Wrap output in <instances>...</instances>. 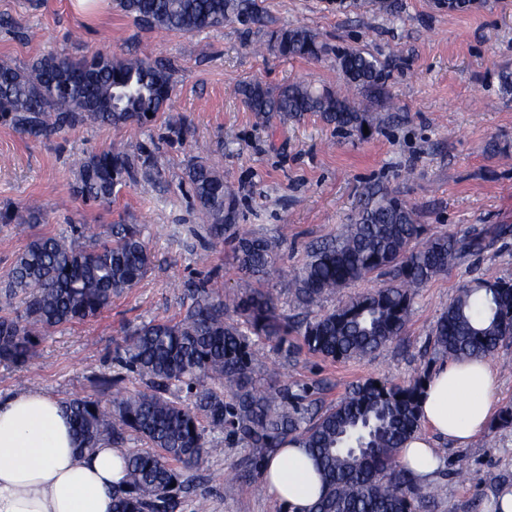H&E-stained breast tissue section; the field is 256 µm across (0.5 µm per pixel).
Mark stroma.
I'll return each instance as SVG.
<instances>
[{
	"label": "stroma",
	"mask_w": 512,
	"mask_h": 512,
	"mask_svg": "<svg viewBox=\"0 0 512 512\" xmlns=\"http://www.w3.org/2000/svg\"><path fill=\"white\" fill-rule=\"evenodd\" d=\"M268 29L304 26L331 48H359L390 73L391 104L367 96L368 134L347 136L310 113L303 120L259 119L238 95L260 81L276 90L303 81L342 92L330 60L285 59L260 47V34L227 25L200 33L148 30L109 4L92 13L71 0H0V61L27 67L51 51L78 60L103 53L137 56L169 67L168 108L144 126L81 125L53 138H30L0 123V211L38 200V223L0 224V278L30 235L73 237L86 225L140 224L155 256L147 276L114 296L95 319L44 337L25 367L0 364V395L37 388L66 401L112 400L102 378L120 372L115 357L135 328L176 319L201 280L233 297L253 287L232 242L214 243L187 172L203 161L238 192L240 226L279 239L276 268L264 280L281 314L299 313L291 278L312 245L335 234L364 199L366 187L395 192L416 210L426 235L455 231L485 239L484 249L418 289L406 333L364 359L332 362L306 353L284 358L262 343L258 383L272 378L327 407L367 378L405 383L442 364L431 329L458 288L476 278L512 277V0H476L451 12L436 0H403L398 18L370 0H258ZM126 144L138 169L110 203L78 197L77 163L84 155ZM121 373V372H120ZM444 466L422 486L418 512H488L501 489L512 487V428L486 429L469 445L438 444ZM225 433L206 436L200 463L183 470L190 492L177 512H282L266 491H242L234 473L247 455ZM499 480L484 481L486 472Z\"/></svg>",
	"instance_id": "1"
}]
</instances>
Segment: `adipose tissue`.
<instances>
[{
  "label": "adipose tissue",
  "mask_w": 512,
  "mask_h": 512,
  "mask_svg": "<svg viewBox=\"0 0 512 512\" xmlns=\"http://www.w3.org/2000/svg\"><path fill=\"white\" fill-rule=\"evenodd\" d=\"M498 379L486 359L438 366L425 385V431L399 451L420 480L442 461L438 442L462 448L489 424ZM126 448L103 442L78 449L70 412L51 394L28 389L0 397V512H112V493L125 478ZM266 491L284 512H309L323 483L305 449L285 445L262 468Z\"/></svg>",
  "instance_id": "1"
}]
</instances>
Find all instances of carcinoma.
<instances>
[{
	"label": "carcinoma",
	"mask_w": 512,
	"mask_h": 512,
	"mask_svg": "<svg viewBox=\"0 0 512 512\" xmlns=\"http://www.w3.org/2000/svg\"><path fill=\"white\" fill-rule=\"evenodd\" d=\"M114 3L146 29L192 34L226 23L248 31L265 27L257 0ZM267 47L288 59L334 56L346 94L315 91L303 82L273 91L247 81L239 93L260 118L276 113L299 120L317 113L338 130L360 134L370 120L355 96L387 95L389 72L376 57L358 49L335 51L306 27L268 31ZM171 92V74L162 64L100 53L73 61L50 52L26 69L0 62V123L46 139L77 125H143L165 111ZM134 172L135 157L114 145L78 161L75 192L87 201L109 200ZM188 177L209 238H231L244 275H269L277 241L239 229L235 189L204 162ZM38 211L31 204L0 212V222L29 224ZM423 233L407 201L371 188L348 223L312 247L294 272V301L305 310L304 319L282 315L266 288H250L228 303L200 281L183 316L131 332L118 363L140 376L144 389L123 391L122 377L114 376L102 382L115 389L109 407L89 396L67 401L81 447L93 448L102 439L121 445L129 432L146 445L128 457L113 512H175L174 489L186 485L172 463L198 464L205 436L214 431L237 437L251 450L243 462L251 474L242 480L248 489L257 483L262 461L294 442L308 449L324 482L312 512H417L420 488L397 454L421 426L419 402L429 373L406 384L368 378L336 404L309 412L291 386L256 383L258 349L250 337L274 343L287 358L305 350L331 360L364 358L400 340L417 290L462 254L483 249L479 237ZM152 264L139 224L112 225L107 241L31 237L0 283V363L25 366L44 337L98 317ZM375 273L388 282L314 313L325 295ZM432 338L436 354L448 359L485 357L511 342L512 279H477L459 288L437 318ZM183 389L194 401L175 396Z\"/></svg>",
	"instance_id": "carcinoma-1"
}]
</instances>
